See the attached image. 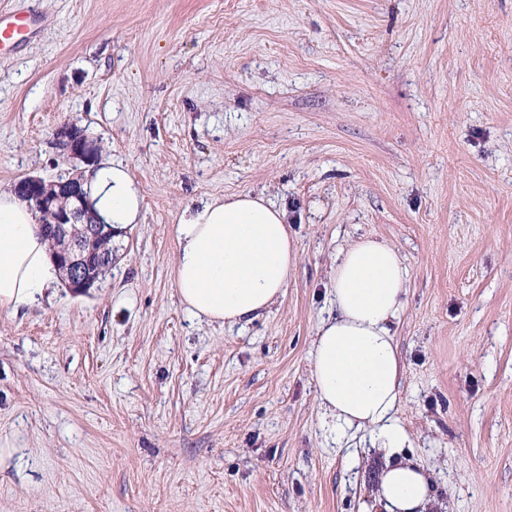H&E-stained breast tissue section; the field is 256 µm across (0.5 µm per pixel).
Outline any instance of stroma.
<instances>
[{
	"instance_id": "stroma-1",
	"label": "stroma",
	"mask_w": 512,
	"mask_h": 512,
	"mask_svg": "<svg viewBox=\"0 0 512 512\" xmlns=\"http://www.w3.org/2000/svg\"><path fill=\"white\" fill-rule=\"evenodd\" d=\"M0 188L124 166L138 224L87 294L0 311V512H383L311 377L341 248L409 269L401 455L441 512H512V0H0ZM288 213L284 298L232 327L173 279L183 208ZM54 138L70 158L82 162L87 167L97 164L99 148L78 126L74 124L60 126L55 130Z\"/></svg>"
}]
</instances>
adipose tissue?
Returning <instances> with one entry per match:
<instances>
[{
	"label": "adipose tissue",
	"instance_id": "obj_1",
	"mask_svg": "<svg viewBox=\"0 0 512 512\" xmlns=\"http://www.w3.org/2000/svg\"><path fill=\"white\" fill-rule=\"evenodd\" d=\"M90 187L105 222L118 230L138 223L139 190L126 168L100 165ZM175 232L174 282L194 316L246 324L283 298L297 260L283 209L249 193L215 198L185 207ZM60 276L39 213L0 190V310L32 305ZM408 278L392 246L371 237L348 246L331 269L334 312L319 324L312 354L318 404L335 440L367 430L383 453L375 499L384 512H431L435 503L430 475L398 456L409 436L396 417L402 363L394 326Z\"/></svg>",
	"mask_w": 512,
	"mask_h": 512
}]
</instances>
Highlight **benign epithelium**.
I'll return each mask as SVG.
<instances>
[{"label":"benign epithelium","instance_id":"1","mask_svg":"<svg viewBox=\"0 0 512 512\" xmlns=\"http://www.w3.org/2000/svg\"><path fill=\"white\" fill-rule=\"evenodd\" d=\"M54 138L70 158L82 162L87 169L64 181L28 175L16 183L14 190L21 199H32L49 214L47 231L52 237L54 258L67 287L82 294L94 287L102 265L113 259L111 252L101 249V242L112 240V225L92 217L83 189L94 172L92 166L97 164L99 148L74 124L58 127Z\"/></svg>","mask_w":512,"mask_h":512}]
</instances>
